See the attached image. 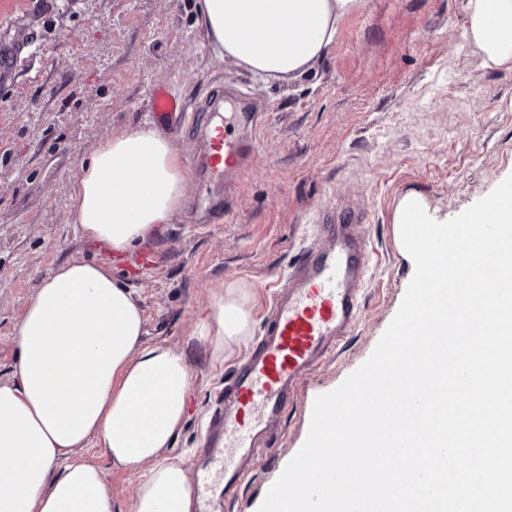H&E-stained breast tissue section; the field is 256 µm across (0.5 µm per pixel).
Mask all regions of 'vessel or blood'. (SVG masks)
<instances>
[{
	"label": "vessel or blood",
	"mask_w": 512,
	"mask_h": 512,
	"mask_svg": "<svg viewBox=\"0 0 512 512\" xmlns=\"http://www.w3.org/2000/svg\"><path fill=\"white\" fill-rule=\"evenodd\" d=\"M33 39L28 25H16L12 40L0 46V60L16 69ZM148 102L157 125L176 134L190 131L199 142L191 166L205 191L196 206L211 214L231 213L233 188L256 149L253 100L237 88L217 86L191 116L180 98L156 85ZM356 220L346 210L322 212L315 243L303 248L295 266L278 279L265 333L236 371L223 411L212 417L204 448L209 468L195 479L204 491L242 479L245 461L256 456L266 430L286 411L298 386L355 327L370 258Z\"/></svg>",
	"instance_id": "b4317fda"
}]
</instances>
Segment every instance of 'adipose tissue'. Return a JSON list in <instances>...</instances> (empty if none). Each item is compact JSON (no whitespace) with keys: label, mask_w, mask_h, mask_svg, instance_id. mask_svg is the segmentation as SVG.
<instances>
[{"label":"adipose tissue","mask_w":512,"mask_h":512,"mask_svg":"<svg viewBox=\"0 0 512 512\" xmlns=\"http://www.w3.org/2000/svg\"><path fill=\"white\" fill-rule=\"evenodd\" d=\"M367 0H200L195 24L215 56L264 80L313 69L341 21ZM508 22L499 37L491 17ZM467 36L486 68L512 70V0H468ZM67 217L82 239L125 254L169 223L186 201L179 153L150 128L99 143L74 183ZM251 292L234 281L209 295L195 339L224 350L251 334ZM132 291L105 267L72 259L34 292L15 340L12 380L0 382V512H112L98 443L138 478L130 512H193L197 491L165 450L187 417L191 373L183 352L147 344Z\"/></svg>","instance_id":"ef3b65f1"}]
</instances>
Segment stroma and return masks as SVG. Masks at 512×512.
Wrapping results in <instances>:
<instances>
[{
    "mask_svg": "<svg viewBox=\"0 0 512 512\" xmlns=\"http://www.w3.org/2000/svg\"><path fill=\"white\" fill-rule=\"evenodd\" d=\"M196 0H0V33L27 17V64L0 85V381L17 363V322L39 284L73 258L111 268L134 293L148 343L182 350L189 419L169 456L204 469L208 421L224 387L265 330L263 312L320 208L361 216L370 280L359 323L314 371L248 464L231 502L208 512H258L303 445L313 402L365 362L396 314L415 265L398 239L397 209L418 200L437 221L461 214L512 176V70L483 67L468 40L467 0H368L346 17L305 75L264 82L216 59L195 25ZM245 83L265 100L253 166L228 218L193 223L182 209L124 256L91 245L66 217L84 161L112 134L152 126L147 93L163 85L195 104L217 84ZM155 268L143 269L145 257ZM239 280L254 294L252 334L213 364L192 330L209 289ZM88 457L129 512L136 479L99 447Z\"/></svg>",
    "mask_w": 512,
    "mask_h": 512,
    "instance_id": "stroma-1",
    "label": "stroma"
}]
</instances>
